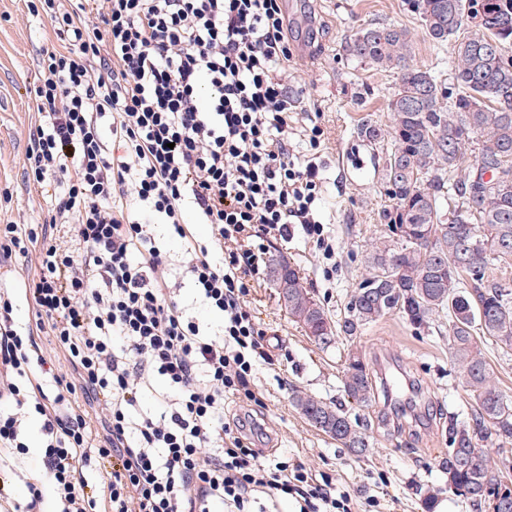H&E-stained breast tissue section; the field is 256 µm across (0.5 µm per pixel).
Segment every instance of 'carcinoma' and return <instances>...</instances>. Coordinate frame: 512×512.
I'll return each instance as SVG.
<instances>
[{
    "label": "carcinoma",
    "instance_id": "carcinoma-1",
    "mask_svg": "<svg viewBox=\"0 0 512 512\" xmlns=\"http://www.w3.org/2000/svg\"><path fill=\"white\" fill-rule=\"evenodd\" d=\"M469 0H413L426 35L437 44L453 42L448 82L411 63L412 37L405 28L369 23L345 37L346 58L392 70L399 84L389 100L391 124L366 119L357 137L370 144L390 138L393 148L382 184L391 201L382 219L390 234L371 244L367 275L335 321L303 285L289 264L288 315L325 348L387 315L399 314L421 326L434 313L448 316L452 355L474 400V426L451 433L442 467L456 493L491 512H512V498L497 502L483 491L504 477L486 449V427L512 441V402L496 386L473 332L512 347V290L494 274L512 265V0H484L486 21L472 29L465 18ZM474 147V160L466 151ZM457 205L442 207L445 190ZM405 228L397 239L393 226ZM343 389L367 404L374 373L358 352L347 353ZM306 420L354 455L370 448L368 435L340 404L297 397Z\"/></svg>",
    "mask_w": 512,
    "mask_h": 512
}]
</instances>
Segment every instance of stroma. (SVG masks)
Here are the masks:
<instances>
[{"label":"stroma","instance_id":"1","mask_svg":"<svg viewBox=\"0 0 512 512\" xmlns=\"http://www.w3.org/2000/svg\"><path fill=\"white\" fill-rule=\"evenodd\" d=\"M25 11L24 0H0V226L10 221L48 223L56 204L54 197L42 194L27 180L23 170L25 134L35 121L30 91L41 78V50L54 38L47 22L34 18L20 23ZM366 22L408 29L413 63L440 78H447L454 59L452 45L437 46L429 39L408 0H297L288 14V34L295 45L312 46L310 57L298 59L286 73L288 84L299 92L301 106L293 113L291 125L297 130L316 125L323 132V219L336 242V259H323L299 234L286 242H271L268 251L285 255L299 269L306 286L336 320L343 316L365 273L367 246L387 231L379 217L388 204L381 173L392 142L387 139L373 148L363 146L356 128L368 115L388 123L387 104L398 79L394 73L347 60L341 52L345 35ZM134 215L151 225L163 246L172 279L181 285L178 299L187 318L201 330L221 335L224 318L204 305L193 288L181 239L174 237L167 225L154 223L147 211L138 209ZM8 266L10 273L0 278V289H12L19 326L34 324L35 314L24 296L34 268L19 256ZM249 300L268 330L274 358L273 364L256 370V381L268 405L264 447L276 448L280 454L330 474L337 485L360 498L376 497L381 503L379 512H425L423 502L432 494L441 499L443 512H487L449 492L439 466L448 454L451 431L470 425L474 417V401L463 388L450 354L444 315L433 316L419 328L399 316H388L365 328L355 341L340 338L321 349L289 318L269 281L253 288ZM475 339L499 389L512 399V348L480 333ZM352 348L376 373H383L393 362L405 368L418 391L420 422L398 426L384 394H376L365 406L347 397L342 380L346 354ZM297 391L343 405L350 417L369 421L370 452L354 456L311 426L292 403ZM22 440L27 453L12 477V493L17 500H24L29 483H38L44 512H58L55 492L42 465V419L35 412L24 417Z\"/></svg>","mask_w":512,"mask_h":512}]
</instances>
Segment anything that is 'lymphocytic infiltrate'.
Listing matches in <instances>:
<instances>
[{
	"label": "lymphocytic infiltrate",
	"instance_id": "1",
	"mask_svg": "<svg viewBox=\"0 0 512 512\" xmlns=\"http://www.w3.org/2000/svg\"><path fill=\"white\" fill-rule=\"evenodd\" d=\"M57 42L42 50L38 122L23 166L40 188L63 183L50 229H0V259H32L33 328L0 290V401L34 406L42 462L60 512H97L84 471L108 460L109 512H357L332 477L255 447L227 403L265 407L255 380L272 363L248 304L269 239L295 233L324 259L319 127L294 153L298 101L284 75L293 53L282 0H27ZM138 201L185 242L201 299L224 317L213 337L188 321L165 252L132 220ZM211 225L210 243L184 223ZM50 341L68 363L45 355ZM38 366L41 383L26 382ZM172 397L136 407L154 380ZM106 414L92 421L88 404Z\"/></svg>",
	"mask_w": 512,
	"mask_h": 512
}]
</instances>
